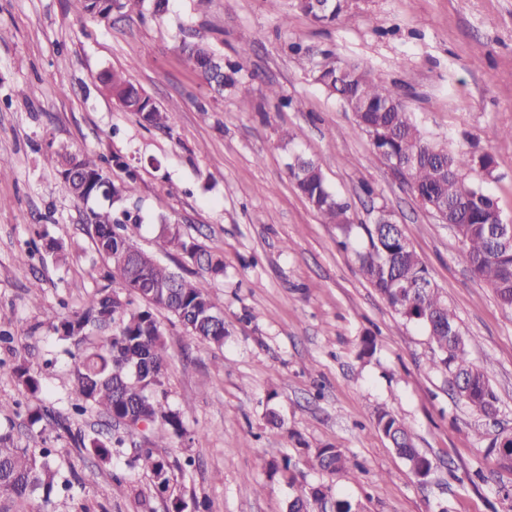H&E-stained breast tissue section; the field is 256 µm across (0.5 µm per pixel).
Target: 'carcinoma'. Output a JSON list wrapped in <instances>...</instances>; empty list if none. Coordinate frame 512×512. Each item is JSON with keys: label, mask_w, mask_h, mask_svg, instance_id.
I'll return each instance as SVG.
<instances>
[{"label": "carcinoma", "mask_w": 512, "mask_h": 512, "mask_svg": "<svg viewBox=\"0 0 512 512\" xmlns=\"http://www.w3.org/2000/svg\"><path fill=\"white\" fill-rule=\"evenodd\" d=\"M111 0H83L84 10L92 15L112 14ZM296 7L313 22L331 25L350 10V0H326L319 8L313 0H295ZM120 11H148L154 17L167 12L168 0H119ZM181 51L192 62L212 90L219 96L238 83L241 68L227 63L213 75L210 46L182 40ZM313 79L328 94L354 114L355 132L370 140L376 158L385 163L408 162L406 181L414 194L424 195L441 210L445 223L461 239V259L479 282L493 291L499 305L512 312V238L495 237L489 225L501 217L498 204L488 184L494 179V160L488 153L453 150L431 143L418 127L398 92L374 77L367 66L342 62L329 51L321 53ZM108 92L119 104L139 115L147 128L171 131L168 113L160 109L122 71L104 78ZM103 158L89 155L64 157L60 175L70 168H80L86 179L83 200L101 194L110 178L102 167ZM288 170L298 191L327 224L336 225V243L352 252L359 271L386 304L404 321L421 326L433 345L427 362L432 372L448 374L454 391L476 414L492 416L498 411L499 398L489 381L487 359L481 364L468 357L467 338L457 316L433 284L429 270L406 235L396 230L392 212L384 205L374 209L372 224H355L349 206L325 184L319 164L299 155L288 163ZM111 207L92 210L87 215L88 233L96 252L113 265L121 288L137 298L141 305L126 308L115 290L100 288L82 307L51 324L57 340L72 347L76 370L72 385L70 410L83 414L89 408L108 417H132L149 424L161 423L166 433L158 436L152 447L142 450L137 459L152 474L155 484L170 487L173 464L154 455L152 448L167 446L173 436L185 433V410L173 409L165 401L164 389L167 350L156 313L165 311L184 327L186 335L221 349L229 336L221 307L211 292V281L224 272L221 258L203 251L195 242L183 239L166 226L162 229V247L175 248L197 258L195 278L187 279L159 263L153 254L140 249L124 233L123 219ZM134 256L126 265L123 255ZM52 255L63 258V245L55 239L43 242L29 256ZM0 376H8L31 395L42 391L41 380L23 362L7 364L0 360ZM32 422L41 431L70 432L69 417L51 405H37L30 412ZM375 427L385 438H394V451L410 470L423 477L431 461L415 448L410 431L389 408L374 414ZM79 448L92 451L103 462L121 452L120 435L104 438L77 433L72 436ZM56 448L30 452L14 445L12 436L0 434V512H10L37 493L49 494L58 483L59 471L50 457ZM348 458L338 448H320L313 455V467L331 474L344 471ZM305 495L288 502L287 512H360V504L334 497L329 489L311 488Z\"/></svg>", "instance_id": "carcinoma-1"}]
</instances>
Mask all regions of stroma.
Listing matches in <instances>:
<instances>
[{
  "mask_svg": "<svg viewBox=\"0 0 512 512\" xmlns=\"http://www.w3.org/2000/svg\"><path fill=\"white\" fill-rule=\"evenodd\" d=\"M0 329L14 337L0 358L25 361L43 390L31 396L0 377V429L20 447L61 449L69 491L26 512H286L290 499L325 485L358 501L363 512H512L502 487L512 473L485 451L512 431V313L478 283L460 259L461 241L425 210L402 178L371 153L351 113L312 77L311 59L287 45L303 39L345 62L367 64L395 86L425 136L448 148L492 153L489 189L512 221V0H352L341 21L322 26L293 0H169L163 18L130 12L104 19L81 0H0ZM187 32L234 61L249 47L242 81L214 98L179 47ZM126 72L170 115V131L142 126L117 104L103 74ZM292 107L281 106V99ZM315 159L329 189L349 205L354 223H372L387 206L468 339V356L490 361L499 397L495 418L480 417L455 395L447 374L429 371L425 331L405 323L336 245V227L294 187L292 152ZM106 160L114 182L134 171L135 222L127 233L180 275L195 260L161 250L163 225L224 260L212 284L229 336L223 349L189 340L160 314L171 407H185L183 438L160 451L193 457L159 493L135 464L160 433L153 425L128 437L103 463L68 437L41 432L29 407L63 408L74 361L48 328L64 308H80L107 286L108 263L85 224L89 208L65 189L61 154ZM63 243L66 263L28 256L40 233ZM29 274H22V265ZM42 299L32 302L30 283ZM41 324L31 335L33 324ZM375 352L360 354L363 336ZM391 408L433 462L417 478L373 424ZM276 409L281 427L268 424ZM349 458L339 475L315 471L316 449ZM290 459L289 469L272 462Z\"/></svg>",
  "mask_w": 512,
  "mask_h": 512,
  "instance_id": "1",
  "label": "stroma"
}]
</instances>
